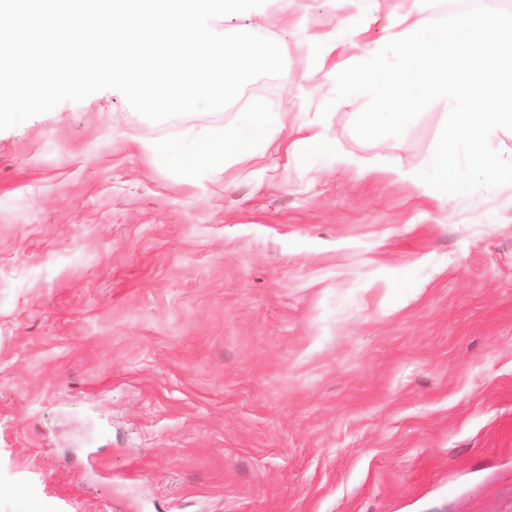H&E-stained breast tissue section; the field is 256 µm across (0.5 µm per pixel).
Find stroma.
Segmentation results:
<instances>
[{"label": "stroma", "instance_id": "1", "mask_svg": "<svg viewBox=\"0 0 512 512\" xmlns=\"http://www.w3.org/2000/svg\"><path fill=\"white\" fill-rule=\"evenodd\" d=\"M413 6L456 11L365 0L324 62L338 0H266L219 29L274 23L284 70L230 107L153 122L102 90L0 130V512H512L511 195L396 182L446 104L367 141L328 75ZM261 100L286 126L251 159L142 148ZM375 18L366 17L365 13L344 17L335 30L323 34H311L309 38L319 43L323 51V60L334 54L346 43H357L365 27Z\"/></svg>", "mask_w": 512, "mask_h": 512}]
</instances>
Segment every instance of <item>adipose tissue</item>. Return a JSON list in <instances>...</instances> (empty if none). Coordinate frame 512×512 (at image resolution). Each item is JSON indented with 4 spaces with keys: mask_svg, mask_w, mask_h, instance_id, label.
<instances>
[{
    "mask_svg": "<svg viewBox=\"0 0 512 512\" xmlns=\"http://www.w3.org/2000/svg\"><path fill=\"white\" fill-rule=\"evenodd\" d=\"M284 127L279 107L257 103L243 112L239 120L224 129L222 138L207 143L186 141H149L145 150L168 164L189 171L200 166L242 161L253 157L270 136Z\"/></svg>",
    "mask_w": 512,
    "mask_h": 512,
    "instance_id": "obj_1",
    "label": "adipose tissue"
}]
</instances>
